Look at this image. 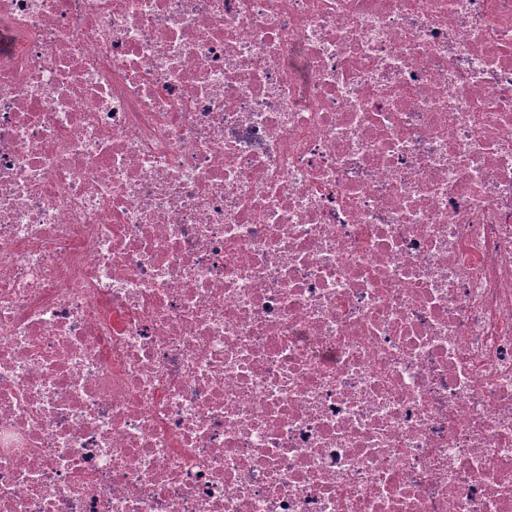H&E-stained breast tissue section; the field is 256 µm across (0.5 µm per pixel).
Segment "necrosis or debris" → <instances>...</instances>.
I'll return each mask as SVG.
<instances>
[{
    "mask_svg": "<svg viewBox=\"0 0 512 512\" xmlns=\"http://www.w3.org/2000/svg\"><path fill=\"white\" fill-rule=\"evenodd\" d=\"M0 512H512V0H0Z\"/></svg>",
    "mask_w": 512,
    "mask_h": 512,
    "instance_id": "4bbe7bcc",
    "label": "necrosis or debris"
}]
</instances>
